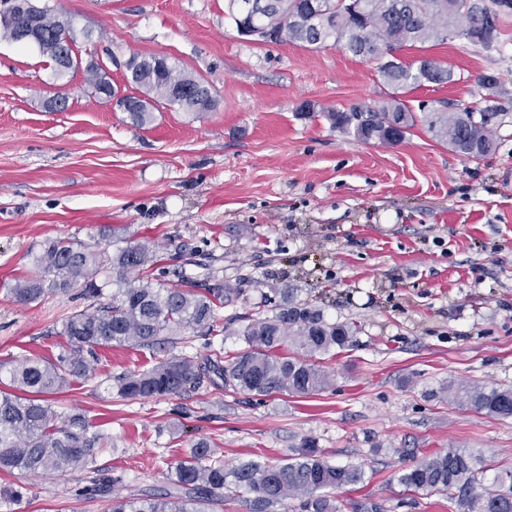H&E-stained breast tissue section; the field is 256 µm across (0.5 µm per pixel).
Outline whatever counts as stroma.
<instances>
[{
    "instance_id": "35a3bbf8",
    "label": "stroma",
    "mask_w": 512,
    "mask_h": 512,
    "mask_svg": "<svg viewBox=\"0 0 512 512\" xmlns=\"http://www.w3.org/2000/svg\"><path fill=\"white\" fill-rule=\"evenodd\" d=\"M38 4L85 31L83 62H106L113 86H124L131 56H165L202 80L217 108L162 105L138 127L92 94L84 70L57 78L35 47L0 39V389L13 362L57 356L65 319L87 304L76 289L14 299L46 240L100 248V228L114 226L125 242L155 246L153 284L179 288L208 273L238 293L219 311L230 335L190 329L161 349H97L93 376L53 397L58 412H83L108 436L92 470L0 472V485L26 489L0 512H106L86 493L93 479L124 496L170 488L175 461L201 437L228 467L275 463L314 439L331 463L367 473L336 491L340 512H456L447 495L397 481L439 451L474 448L512 464V418L462 401L476 384L512 385V117L480 160L455 154L422 122L401 143L363 142L298 114L307 102L321 113L385 100L375 64L342 48L242 37L225 0ZM503 30L497 51L460 38L403 49L402 60L431 57L456 77L406 92L407 103L475 105L486 72L512 93V18ZM61 94L66 109L49 110ZM287 288L357 328L352 344L317 356L325 390L255 396L206 383L128 401L109 388L108 377L171 356L200 361L213 345L232 358L244 346L236 329L272 314Z\"/></svg>"
}]
</instances>
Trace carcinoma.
<instances>
[{"label":"carcinoma","mask_w":512,"mask_h":512,"mask_svg":"<svg viewBox=\"0 0 512 512\" xmlns=\"http://www.w3.org/2000/svg\"><path fill=\"white\" fill-rule=\"evenodd\" d=\"M246 2L227 0L228 14L238 27L248 23L271 28L279 43L330 42L376 63L389 88L387 99L379 106L355 105L322 113L332 127L358 140L395 144L423 118L433 137L459 155L478 159L495 153V130L512 114V97L499 78L493 73L477 78L482 90L478 107L444 108L420 117L399 91L426 83H451L454 72L427 57L416 65L407 64L395 52L438 45L450 33L484 50H498L504 43L502 23L512 15V4L498 11L496 6L503 0H313L319 4L314 11L303 7L301 0H269L268 8L255 16L246 10ZM41 19L39 52L57 66L63 58L75 57L78 33L70 35L69 43L62 41L70 22L51 18L46 9ZM26 22L21 14L6 20L0 24V37L16 41L17 28ZM86 73L94 93L112 87L100 65L88 66ZM125 81L135 89L128 97L137 111L129 113V118L140 127L153 120L156 102L185 112H211L216 107L203 82L171 65L158 74L151 56H131ZM156 263L155 250L143 242L116 247L110 241L102 251L65 238L43 244L34 259L35 273L11 288L16 301L31 304L81 286V295L94 302L67 317L63 324L67 346L56 358H25L10 368L14 391H0V471L66 476L93 462L94 448L104 437L89 432L81 413L69 414L57 425L58 412L49 395L70 377L92 375L89 356L96 348L114 342L154 347L187 329L218 331V311L235 289L222 282L209 283L208 274L200 281H189L187 289L157 288L142 276L127 279V274ZM107 266L116 273L119 288L106 297L95 276ZM236 335L245 346L227 364L222 347L212 349L203 365L189 357H167L145 372L119 379L117 393L130 401L160 399L206 380L214 385L220 379L224 387L250 394H312L330 384L328 373L312 358L336 346H348L353 329L327 320L320 307L288 297L274 314L252 321ZM288 339L304 357L278 353ZM464 395L470 406L489 416L512 418V386H475L464 390ZM489 467L478 450L450 448L402 469L398 482L409 490L446 494L461 512H512V466L498 471L493 486L486 488L480 476ZM364 481L363 467L330 463L312 439L304 440L279 463L247 461L226 468L216 449L201 438L177 462L170 490L123 497L112 492L111 482L96 480L88 491L108 502V512H210L224 505L228 488L239 494L247 512H278L286 500L297 501L301 512H340L332 494ZM23 497L19 486H0V505L16 504Z\"/></svg>","instance_id":"carcinoma-1"}]
</instances>
